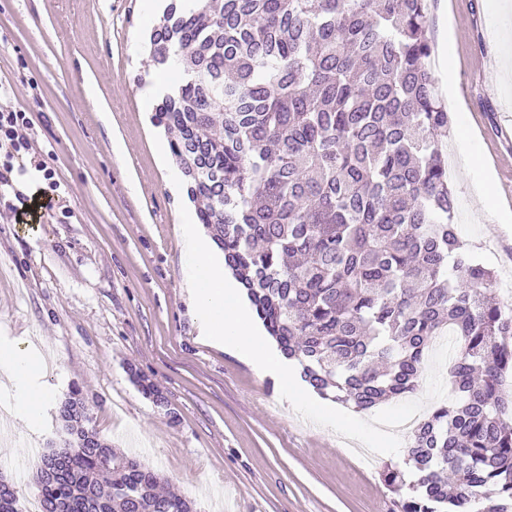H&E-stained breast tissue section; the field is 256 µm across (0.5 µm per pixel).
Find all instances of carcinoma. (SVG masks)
<instances>
[{
	"label": "carcinoma",
	"mask_w": 512,
	"mask_h": 512,
	"mask_svg": "<svg viewBox=\"0 0 512 512\" xmlns=\"http://www.w3.org/2000/svg\"><path fill=\"white\" fill-rule=\"evenodd\" d=\"M427 14V0H170L153 58L185 65L154 120L225 267L322 397L406 400L454 336L455 402L413 429L397 512H512V308L454 222ZM59 416L42 512H194L99 435L79 390ZM381 477L403 484L390 464Z\"/></svg>",
	"instance_id": "1"
}]
</instances>
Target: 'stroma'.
I'll use <instances>...</instances> for the list:
<instances>
[{
    "label": "stroma",
    "instance_id": "obj_1",
    "mask_svg": "<svg viewBox=\"0 0 512 512\" xmlns=\"http://www.w3.org/2000/svg\"><path fill=\"white\" fill-rule=\"evenodd\" d=\"M160 16L145 0H0V85L34 141L0 189V346L42 354L35 383L48 394L42 422L23 434L15 391L0 384V476L31 512L40 457L60 439L58 408L78 387L112 446L158 470L196 512H391L410 490L391 492L381 469L402 467L403 455L303 419L275 377L197 332L178 229L189 199L168 188L178 165H158L169 137L142 94L183 68L149 54ZM428 23L459 92L440 139L455 149L472 133L512 207V50L499 41L512 34V0H429ZM448 184L463 240L496 275L512 269V237L483 217L471 175L454 168ZM138 374L168 406L142 393Z\"/></svg>",
    "mask_w": 512,
    "mask_h": 512
}]
</instances>
